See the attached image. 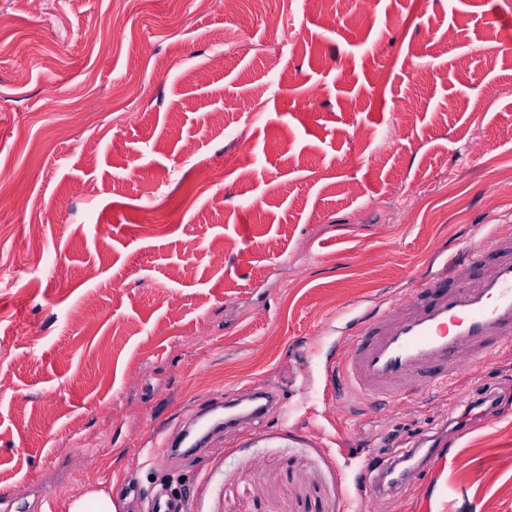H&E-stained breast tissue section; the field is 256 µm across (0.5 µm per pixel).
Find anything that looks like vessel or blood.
<instances>
[{"label":"vessel or blood","instance_id":"1","mask_svg":"<svg viewBox=\"0 0 512 512\" xmlns=\"http://www.w3.org/2000/svg\"><path fill=\"white\" fill-rule=\"evenodd\" d=\"M327 366L328 381L371 402L413 390H463V365L512 355V230L492 233L483 255L448 259L444 269L421 279L411 294L374 305L358 318ZM272 393L225 414L224 424L263 418ZM172 450L198 452L191 426L167 435Z\"/></svg>","mask_w":512,"mask_h":512}]
</instances>
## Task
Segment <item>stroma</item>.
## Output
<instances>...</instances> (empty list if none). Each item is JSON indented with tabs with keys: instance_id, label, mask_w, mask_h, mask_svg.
I'll return each instance as SVG.
<instances>
[{
	"instance_id": "stroma-1",
	"label": "stroma",
	"mask_w": 512,
	"mask_h": 512,
	"mask_svg": "<svg viewBox=\"0 0 512 512\" xmlns=\"http://www.w3.org/2000/svg\"><path fill=\"white\" fill-rule=\"evenodd\" d=\"M199 2L0 0V512L97 482L118 512L160 486L187 512H366L364 462L463 410L365 404L324 367L354 308L512 226V0ZM267 390L201 455L163 447ZM486 391L382 512H512V359L470 369ZM250 405L238 412H230L226 413V410L233 409L238 406V404L232 406H225V414L224 418L220 417L219 425H234L238 424L244 420H259L263 418L270 408L273 407L275 403V396L272 393L265 392L252 396L249 399Z\"/></svg>"
}]
</instances>
